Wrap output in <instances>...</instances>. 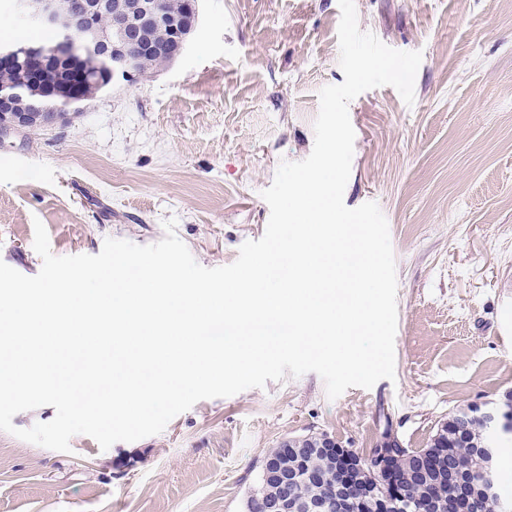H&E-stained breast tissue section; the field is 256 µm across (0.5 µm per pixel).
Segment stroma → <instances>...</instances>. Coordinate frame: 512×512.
Returning <instances> with one entry per match:
<instances>
[{
	"mask_svg": "<svg viewBox=\"0 0 512 512\" xmlns=\"http://www.w3.org/2000/svg\"><path fill=\"white\" fill-rule=\"evenodd\" d=\"M361 30L423 53L415 102L390 86L349 104L346 206L376 202L397 271L395 380L337 399L308 373L206 399L156 435L70 452L0 432V512H244L271 448L325 432L370 453L426 447L449 415L512 390V0H355ZM171 66L114 77L52 129L0 135V260L33 276L163 223L205 267L263 236L261 193L314 145L318 92L342 83L338 0H199Z\"/></svg>",
	"mask_w": 512,
	"mask_h": 512,
	"instance_id": "1",
	"label": "stroma"
}]
</instances>
